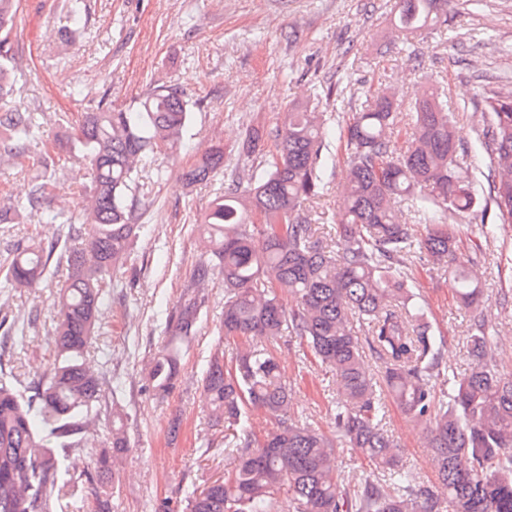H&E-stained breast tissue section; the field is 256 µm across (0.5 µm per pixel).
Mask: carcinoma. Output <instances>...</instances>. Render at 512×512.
<instances>
[{"mask_svg": "<svg viewBox=\"0 0 512 512\" xmlns=\"http://www.w3.org/2000/svg\"><path fill=\"white\" fill-rule=\"evenodd\" d=\"M449 0H397L395 27L422 39L447 22ZM18 0H0V161L22 160L43 138L35 113L9 105L14 86L11 25ZM484 115L481 145L488 155V194L501 223H512V87L486 90L473 103ZM191 107L173 85L154 86L133 109L101 105L81 114L67 142L46 144L86 165L83 195L92 223L51 208L57 182L35 177L24 200L0 194V224L39 216L61 225L54 244H31L10 259L3 288H35L55 255L66 258L68 280L56 298L55 355L50 373L27 396L0 378V512H63L67 495L59 452L81 450L103 478L129 450L125 415L106 367L85 363L103 335L106 297L145 230L141 192L160 177L157 157L179 150ZM459 108L443 90L423 89L398 117L379 83L358 100L339 138L347 154L344 211L324 217L342 225L331 245L303 213L323 196L320 168L333 115L315 102L291 103L267 132L249 130L228 169L224 147H207L184 172L189 184L224 178V192L200 227L207 250L169 318V342L145 379L165 394L180 367L179 341L196 333L206 303L197 291L224 280L220 333L243 338L231 365L214 352L202 369L211 415L234 431L224 436L231 469L187 492V512H512V377L494 364L497 331L469 258L450 274L469 322V370H448L424 305L411 288L408 262L448 261L458 240L452 220L473 211L477 198L455 136ZM426 225L423 238L403 223L395 204ZM290 294L286 307L279 292ZM40 315L30 313L4 333V352L24 344ZM283 336L306 342L340 387L336 434L288 417V382L267 343ZM424 426L439 467L443 505L403 463L385 426L387 402ZM282 421L276 432L247 430L248 410ZM355 449L370 471L348 474L338 449Z\"/></svg>", "mask_w": 512, "mask_h": 512, "instance_id": "1", "label": "carcinoma"}]
</instances>
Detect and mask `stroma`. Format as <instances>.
I'll return each instance as SVG.
<instances>
[{
	"label": "stroma",
	"instance_id": "obj_1",
	"mask_svg": "<svg viewBox=\"0 0 512 512\" xmlns=\"http://www.w3.org/2000/svg\"><path fill=\"white\" fill-rule=\"evenodd\" d=\"M65 0H19L13 24L15 88L13 100L38 113L43 135L54 139L68 131V119L98 101L113 107L134 104L157 81L179 87L188 99L191 125L187 139L172 157L161 158V180L144 188L140 237L121 278L124 293L112 295V332L104 336L93 364L108 362L123 385L120 397L128 417L131 449L113 478V512H151L152 501L181 497L193 482L222 476L224 426L210 417L200 368L223 348L235 353L216 331L224 309L221 279L209 281L207 312L198 333L187 343L172 392L159 399L144 390L145 372L166 336V317L203 252L197 221L222 188L221 181L187 185L183 171L213 143L234 149L247 130L280 124L288 102L308 100L312 92L331 90L325 112L351 115V102L371 84L386 83L401 110H408L416 90L442 87L453 105L470 102L478 90L493 88L496 78L512 73V0H452L448 27L453 39L434 35L402 45L393 23L394 0H85L79 24H72ZM41 145L29 148L22 162L0 163V191L25 197L40 172ZM346 154L337 151L322 170L324 196L306 206L309 217L340 208ZM60 176L52 206L71 210L88 184V170L67 152L54 156ZM492 227L481 235V225ZM458 258L481 249L486 263L478 276L489 309L503 334L512 335V224L494 220V208L482 201L457 221ZM60 227L31 218L0 228V265L17 246L51 243ZM66 274L55 266L38 288L0 289V305L13 314L38 309L43 319L13 355L19 387L41 378L52 360L54 337L49 313L57 285ZM414 286L427 304L428 317L444 361L466 372L467 319L455 301V283L443 267L427 261L413 266ZM292 389L289 415L307 420L325 433L335 430L332 403L336 383L331 372L312 363L305 345L282 337L274 343ZM181 416L182 433L169 443L173 416ZM386 428L404 462L422 481L435 482L432 450L422 428L395 405H388ZM210 451H203V441Z\"/></svg>",
	"mask_w": 512,
	"mask_h": 512
}]
</instances>
